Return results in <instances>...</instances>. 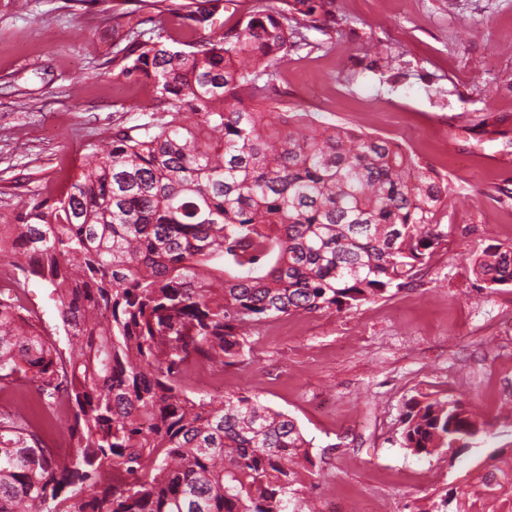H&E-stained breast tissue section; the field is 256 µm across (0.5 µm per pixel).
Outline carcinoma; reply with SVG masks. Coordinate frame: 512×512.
Masks as SVG:
<instances>
[{
	"label": "carcinoma",
	"mask_w": 512,
	"mask_h": 512,
	"mask_svg": "<svg viewBox=\"0 0 512 512\" xmlns=\"http://www.w3.org/2000/svg\"><path fill=\"white\" fill-rule=\"evenodd\" d=\"M186 10L180 49L134 25L112 61L156 87L159 121L112 133L59 195L0 224V259L46 280L72 350L0 300V512H303L310 443L245 393L180 389L186 364L250 361L273 319L351 310L401 288L448 237V181L397 143L285 117L259 84L332 0H279L211 35L222 0ZM474 273L512 285V248ZM56 454L35 416L60 420ZM486 423L446 397L406 406L403 447L469 448Z\"/></svg>",
	"instance_id": "obj_1"
}]
</instances>
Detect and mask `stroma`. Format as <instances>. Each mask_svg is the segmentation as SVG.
<instances>
[{
	"label": "stroma",
	"instance_id": "35a3bbf8",
	"mask_svg": "<svg viewBox=\"0 0 512 512\" xmlns=\"http://www.w3.org/2000/svg\"><path fill=\"white\" fill-rule=\"evenodd\" d=\"M163 0H0V218L55 195L92 146L159 119L152 81L112 61L129 22L191 38ZM289 111L400 143L447 179L448 236L406 286L358 308L265 325L248 366H185L181 387L258 396L295 418L314 462L320 512H426L479 500L512 512V286L486 288L472 263L512 247V0H335L275 67ZM27 308L49 340L67 337L46 283ZM461 401L488 425L477 445L420 457L401 443L419 394Z\"/></svg>",
	"mask_w": 512,
	"mask_h": 512
}]
</instances>
